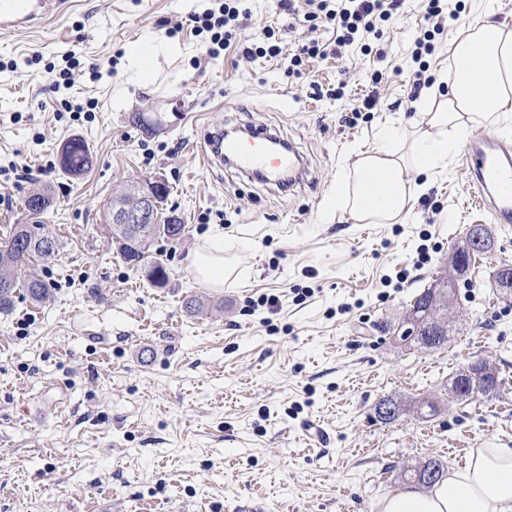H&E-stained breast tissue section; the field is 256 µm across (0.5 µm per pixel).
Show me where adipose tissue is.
<instances>
[{"mask_svg":"<svg viewBox=\"0 0 512 512\" xmlns=\"http://www.w3.org/2000/svg\"><path fill=\"white\" fill-rule=\"evenodd\" d=\"M487 7L455 40L448 95L422 101L424 128L407 145H399L390 129L378 133L380 145L360 151L337 180L330 211H350L366 224H398L412 198L405 174H431L447 166L470 126L494 125L512 102V32ZM179 43L157 38L128 46L129 70L141 83L154 80L153 57L182 54ZM195 280L207 288L223 287L234 272L235 258L224 254V233L201 240L190 258ZM372 512H512V446L472 449L464 468L449 469L425 491L397 489L379 498Z\"/></svg>","mask_w":512,"mask_h":512,"instance_id":"adipose-tissue-1","label":"adipose tissue"}]
</instances>
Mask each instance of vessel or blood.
I'll use <instances>...</instances> for the list:
<instances>
[{
	"instance_id": "vessel-or-blood-1",
	"label": "vessel or blood",
	"mask_w": 512,
	"mask_h": 512,
	"mask_svg": "<svg viewBox=\"0 0 512 512\" xmlns=\"http://www.w3.org/2000/svg\"><path fill=\"white\" fill-rule=\"evenodd\" d=\"M71 0H0V34L19 27L36 29L48 17L65 13ZM273 135L258 129L249 136L232 138L221 133L208 137L210 157H229L248 174L263 177H297L305 162L288 148L272 150ZM462 164L468 174L472 202L487 206L496 223L512 226V141L479 134L464 146Z\"/></svg>"
}]
</instances>
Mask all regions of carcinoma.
<instances>
[{
	"mask_svg": "<svg viewBox=\"0 0 512 512\" xmlns=\"http://www.w3.org/2000/svg\"><path fill=\"white\" fill-rule=\"evenodd\" d=\"M92 165L93 155L83 139L73 137L65 142L59 157V166L64 174L77 178L88 172ZM38 200L42 201V204L34 205ZM49 205L50 198L43 191L30 194L24 200L25 209L33 214L45 211ZM119 255L131 267L144 271L147 280L154 286L161 288L166 284L168 273L163 260L159 257L141 250V246L135 243L120 246ZM58 256V240L46 225H14L9 235L0 239V313L14 306L16 290L19 287L25 289L31 300L43 301L48 294L47 284L38 272L29 270V263L37 259L49 263ZM458 279L457 269H449L435 281L433 287L425 289L411 305V308L420 311L425 323L438 327V341L431 342L421 336L409 335L404 338L405 346L417 343L427 348H435L443 344L447 336V325L442 321V315L448 310V300L456 296ZM466 381L470 404L480 395L487 396L499 391L503 385V379L499 378V372L496 370L491 375L468 377ZM423 467L436 469V477L419 481L423 486H429L443 476L444 464L436 458L404 469L403 476L411 480L416 477V471Z\"/></svg>",
	"mask_w": 512,
	"mask_h": 512,
	"instance_id": "1",
	"label": "carcinoma"
}]
</instances>
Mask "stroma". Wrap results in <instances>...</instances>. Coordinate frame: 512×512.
I'll list each match as a JSON object with an SVG mask.
<instances>
[{"label": "stroma", "mask_w": 512, "mask_h": 512, "mask_svg": "<svg viewBox=\"0 0 512 512\" xmlns=\"http://www.w3.org/2000/svg\"><path fill=\"white\" fill-rule=\"evenodd\" d=\"M487 0H461L460 13L427 56L437 93L452 69V42ZM210 0H74L46 27L0 35V235L44 224L58 238L57 261L40 273L50 299L18 292L0 313V512H372L402 487L399 470L428 458L456 466L451 445L512 446V298L492 288L512 265V228L488 209L462 206L469 194L460 158L424 180L400 224H364L327 215L353 146L374 148L381 127L411 139L422 119L399 73L412 66L420 0L383 27L384 59L352 47L289 73L297 46L327 42L331 26L276 14L272 0H248L250 17L219 59L183 31L184 53L158 57L156 79L132 80L128 44L165 38L166 29ZM278 26L282 52L247 60L242 43H262ZM80 61L67 93L56 92L64 52ZM385 80L372 85L374 71ZM345 82L342 97H315ZM380 108L349 125L344 117L371 89ZM124 104L116 106L115 92ZM91 103L62 107V97ZM159 121L150 130L133 115ZM253 125L277 133L304 157L305 180L283 190L234 165L206 161L207 134ZM85 140L94 156L80 179L64 175V140ZM168 181L166 210L184 236L156 239L169 275L154 287L124 263L103 231L113 193L128 181ZM48 190L41 215L23 201ZM440 205L438 214L424 202ZM490 227L492 250L460 281L448 313V340L406 347L392 329L431 287L449 248L475 225ZM222 229L237 260L234 278L213 290L188 260L202 237ZM431 258L419 263L422 245ZM407 273L400 287L387 279ZM210 300L199 315L187 297ZM279 298L277 312L258 306ZM495 364L505 385L466 408L449 403L448 382L469 361ZM432 398L430 417L382 423L378 401ZM327 438L308 446L304 419Z\"/></svg>", "instance_id": "1"}]
</instances>
